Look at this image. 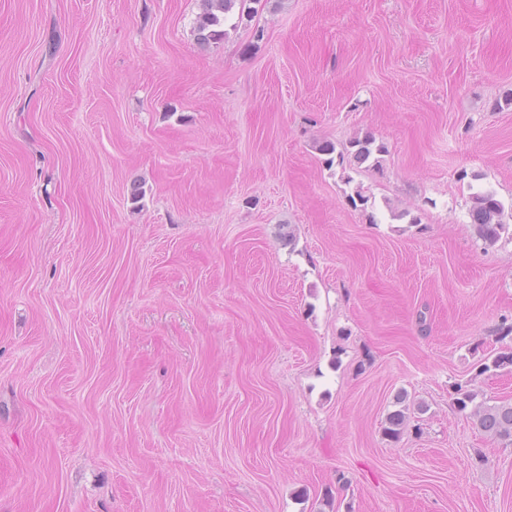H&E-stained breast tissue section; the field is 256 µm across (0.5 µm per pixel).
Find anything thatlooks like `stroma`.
<instances>
[{"mask_svg": "<svg viewBox=\"0 0 512 512\" xmlns=\"http://www.w3.org/2000/svg\"><path fill=\"white\" fill-rule=\"evenodd\" d=\"M199 7L0 0V512H512V0ZM201 12L196 20V40L200 44H210L224 39L225 26L237 27L244 17L256 11L251 3H268L269 0H200ZM387 152L383 143L376 144V139L371 135H365L362 138L354 137L351 139L343 151L337 152L338 164L344 163L345 154L350 158L349 162L361 165L370 160L374 155H382ZM466 204L469 222L476 226L479 237L485 244L495 245L508 230L503 222V202L494 191L478 189L469 195ZM454 404L460 412L468 413L475 427L484 434L512 444V403L494 402L482 399L476 402L479 396L477 391L468 388V385L457 384L454 387ZM405 400V395L397 396L395 403L400 405V408L389 412L386 417L383 434L389 439H399L408 424L409 416L407 411H409V406L401 405L405 402Z\"/></svg>", "mask_w": 512, "mask_h": 512, "instance_id": "stroma-1", "label": "stroma"}]
</instances>
